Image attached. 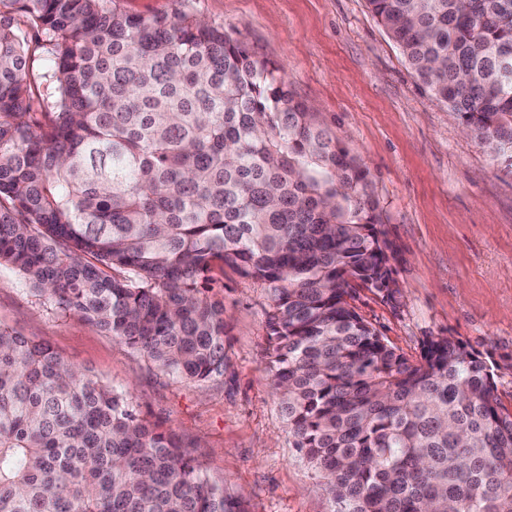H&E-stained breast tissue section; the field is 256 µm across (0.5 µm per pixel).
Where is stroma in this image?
<instances>
[{
  "instance_id": "stroma-1",
  "label": "stroma",
  "mask_w": 512,
  "mask_h": 512,
  "mask_svg": "<svg viewBox=\"0 0 512 512\" xmlns=\"http://www.w3.org/2000/svg\"><path fill=\"white\" fill-rule=\"evenodd\" d=\"M143 15L181 9L277 62L294 97L367 168L393 253L395 297L358 289L357 312L419 358L450 336L491 366L512 411V168L465 135L366 0H121ZM226 367L205 384L176 378L103 329L62 313L17 271L0 269V327L45 343L173 430L238 512H333L296 448L271 386L268 288L224 271Z\"/></svg>"
}]
</instances>
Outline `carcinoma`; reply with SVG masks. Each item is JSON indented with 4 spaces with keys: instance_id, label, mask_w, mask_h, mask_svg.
I'll return each mask as SVG.
<instances>
[{
    "instance_id": "obj_1",
    "label": "carcinoma",
    "mask_w": 512,
    "mask_h": 512,
    "mask_svg": "<svg viewBox=\"0 0 512 512\" xmlns=\"http://www.w3.org/2000/svg\"><path fill=\"white\" fill-rule=\"evenodd\" d=\"M367 2L512 166V0ZM378 208L284 69L223 27L120 0H0V266L199 384L224 376V268L257 280L275 393L336 512H512V411L491 366L447 336L412 359L351 305L389 274ZM0 512L233 504L173 431L0 328Z\"/></svg>"
}]
</instances>
